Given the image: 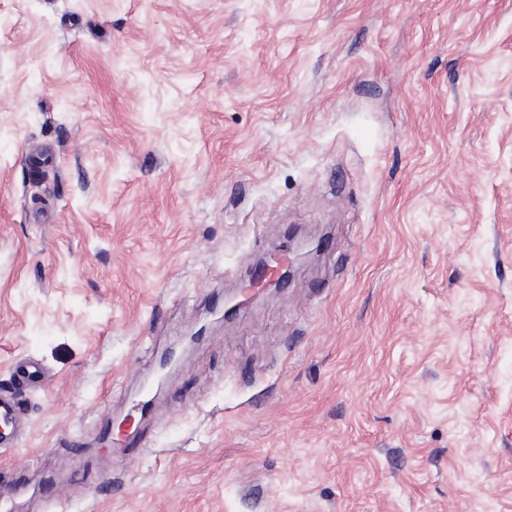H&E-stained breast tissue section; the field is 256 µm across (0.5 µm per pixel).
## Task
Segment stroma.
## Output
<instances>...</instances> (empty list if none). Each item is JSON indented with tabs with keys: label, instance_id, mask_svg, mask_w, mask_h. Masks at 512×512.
I'll return each instance as SVG.
<instances>
[{
	"label": "stroma",
	"instance_id": "obj_1",
	"mask_svg": "<svg viewBox=\"0 0 512 512\" xmlns=\"http://www.w3.org/2000/svg\"><path fill=\"white\" fill-rule=\"evenodd\" d=\"M2 394L15 512H512V0H0ZM279 279L271 280L270 278H264V279H256L253 277H250L248 282L244 284L242 287V294L246 296L245 300H251L265 291L270 290L271 288H280V286L284 283V281L289 278V265L288 261L284 262L280 266V272L284 271ZM0 447L12 448L17 435L23 430V423L15 405L8 399L0 398Z\"/></svg>",
	"mask_w": 512,
	"mask_h": 512
}]
</instances>
